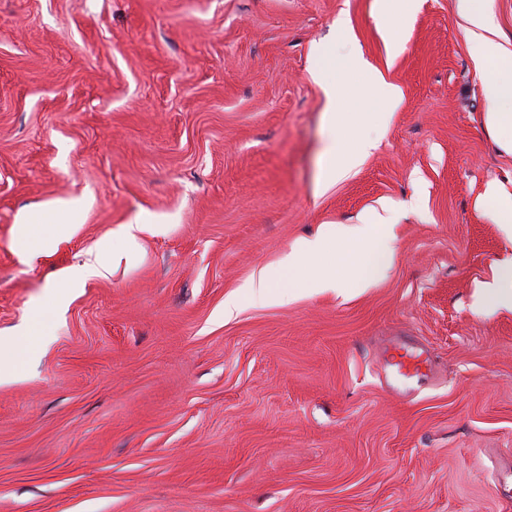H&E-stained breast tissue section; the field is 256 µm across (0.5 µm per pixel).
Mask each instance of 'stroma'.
<instances>
[{"mask_svg":"<svg viewBox=\"0 0 512 512\" xmlns=\"http://www.w3.org/2000/svg\"><path fill=\"white\" fill-rule=\"evenodd\" d=\"M471 45L459 0H0V335L45 326L0 384V512H512V307L475 304L512 261L486 194L512 153ZM320 49L398 88L383 121L331 64L334 125ZM69 199L65 233L20 222ZM359 222L391 228L377 282L225 319L297 239ZM94 253L106 274L64 285ZM399 340L429 374L389 365ZM375 147V141L366 137H358L347 146L336 142V139L332 141L327 150V157L331 158L332 162L325 166L316 192H322L327 185L355 168ZM140 224H123L116 231L111 232V236L104 240V246L112 252L123 247H128L135 242L137 233L143 230Z\"/></svg>","mask_w":512,"mask_h":512,"instance_id":"35a3bbf8","label":"stroma"}]
</instances>
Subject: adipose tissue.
Segmentation results:
<instances>
[{"label": "adipose tissue", "mask_w": 512, "mask_h": 512, "mask_svg": "<svg viewBox=\"0 0 512 512\" xmlns=\"http://www.w3.org/2000/svg\"><path fill=\"white\" fill-rule=\"evenodd\" d=\"M471 24L477 30L472 42V56L477 65L503 54V47L485 38L484 33L494 25L490 9L479 5L477 0H461ZM483 91L487 102L485 123L496 136L500 147L512 153V68H501L483 80ZM376 143L366 137L356 138L351 144L331 142L327 150L330 159L320 180L329 185L355 168L366 157ZM362 240L366 247V258L357 265L347 268L354 287L364 288L381 278L391 262L393 251L388 234L371 232L369 225L355 224L331 226L326 235L300 239L292 251L280 261L278 269L262 268L253 274L247 284L252 301L270 303L279 300V291L291 287L290 275L293 270L321 256L328 241L338 245H349L353 240Z\"/></svg>", "instance_id": "ef3b65f1"}]
</instances>
